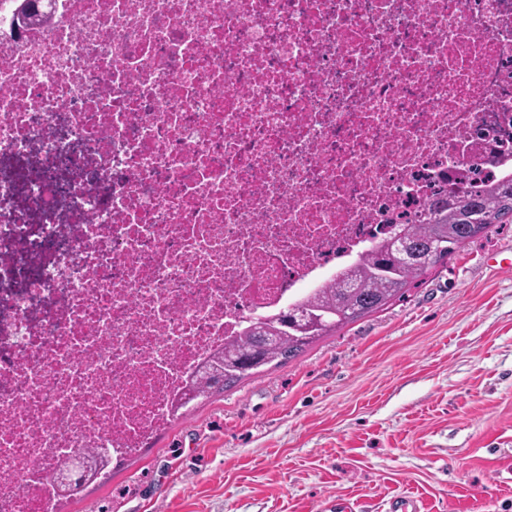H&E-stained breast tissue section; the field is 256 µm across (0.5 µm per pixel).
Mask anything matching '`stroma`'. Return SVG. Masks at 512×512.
<instances>
[{"mask_svg": "<svg viewBox=\"0 0 512 512\" xmlns=\"http://www.w3.org/2000/svg\"><path fill=\"white\" fill-rule=\"evenodd\" d=\"M512 224L192 408L65 512H512Z\"/></svg>", "mask_w": 512, "mask_h": 512, "instance_id": "stroma-1", "label": "stroma"}]
</instances>
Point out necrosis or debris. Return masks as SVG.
Wrapping results in <instances>:
<instances>
[{
	"label": "necrosis or debris",
	"mask_w": 512,
	"mask_h": 512,
	"mask_svg": "<svg viewBox=\"0 0 512 512\" xmlns=\"http://www.w3.org/2000/svg\"><path fill=\"white\" fill-rule=\"evenodd\" d=\"M0 0V512L139 454L250 320L512 178V0Z\"/></svg>",
	"instance_id": "necrosis-or-debris-1"
}]
</instances>
